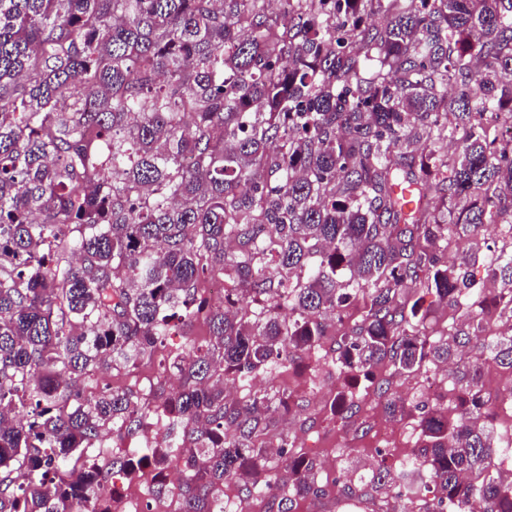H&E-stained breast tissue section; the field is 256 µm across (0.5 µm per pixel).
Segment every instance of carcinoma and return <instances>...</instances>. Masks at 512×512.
<instances>
[{"mask_svg": "<svg viewBox=\"0 0 512 512\" xmlns=\"http://www.w3.org/2000/svg\"><path fill=\"white\" fill-rule=\"evenodd\" d=\"M501 114L512 0H0V512H113L138 455L182 461L177 487L151 489L173 512H226L233 481L239 512L256 496L294 512L325 493L287 435L268 453L297 396L251 382L310 352L345 376L388 363L377 398L417 415L424 479L382 466L376 489L512 512V479L483 476L504 445L480 423L485 364L512 370V336L488 334L512 319V221L476 256L478 230L512 212ZM479 261L505 284L491 299L472 289ZM213 278L222 300L200 288ZM428 295L485 357L453 373L451 416L390 393L455 356L427 331ZM197 320L209 340L171 346ZM160 348L178 394L86 393ZM150 422L166 446L138 447ZM109 432L127 446L101 449Z\"/></svg>", "mask_w": 512, "mask_h": 512, "instance_id": "1", "label": "carcinoma"}]
</instances>
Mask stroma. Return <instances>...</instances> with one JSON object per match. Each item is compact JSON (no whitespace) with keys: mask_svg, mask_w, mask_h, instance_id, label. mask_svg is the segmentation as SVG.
<instances>
[{"mask_svg":"<svg viewBox=\"0 0 512 512\" xmlns=\"http://www.w3.org/2000/svg\"><path fill=\"white\" fill-rule=\"evenodd\" d=\"M160 357L144 359L132 372L98 373L94 388H131L148 393L159 373ZM315 360L301 355L288 371L277 376L275 386L294 391L300 406L286 415L282 427L297 450L314 460L330 485L326 494L299 501L296 512H346V503L375 504L376 495L367 482L379 465L399 468L419 443L416 420H389L377 398L364 395V385L355 377L338 378L335 372H320L316 381L308 376ZM354 393L356 413L348 425L333 416L330 403L339 392Z\"/></svg>","mask_w":512,"mask_h":512,"instance_id":"1","label":"stroma"}]
</instances>
